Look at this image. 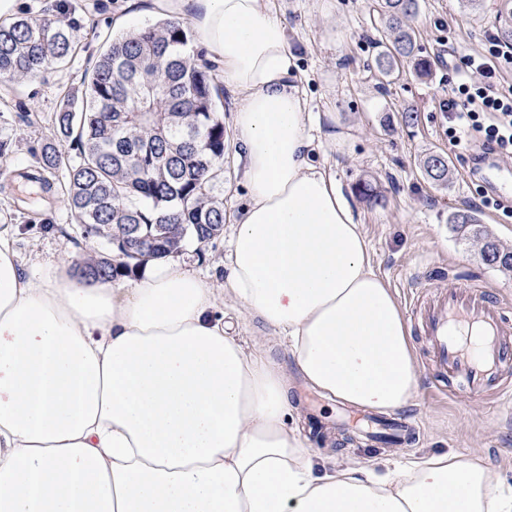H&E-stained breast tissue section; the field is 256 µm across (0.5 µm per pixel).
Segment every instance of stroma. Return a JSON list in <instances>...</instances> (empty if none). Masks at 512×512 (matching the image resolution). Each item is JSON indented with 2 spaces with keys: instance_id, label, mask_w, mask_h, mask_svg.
Wrapping results in <instances>:
<instances>
[{
  "instance_id": "stroma-1",
  "label": "stroma",
  "mask_w": 512,
  "mask_h": 512,
  "mask_svg": "<svg viewBox=\"0 0 512 512\" xmlns=\"http://www.w3.org/2000/svg\"><path fill=\"white\" fill-rule=\"evenodd\" d=\"M271 11L288 24L290 47L299 71L296 83L316 118L310 133L319 162L331 166L345 197L359 215L369 241L376 271L392 289L400 307L409 300L430 296L433 288L464 285L484 287L492 297L512 306V273L485 264L480 245L453 230L449 216L471 211L485 235L512 248V216L482 208L484 183L472 172L470 155H459L449 143L447 121L438 101L451 87L459 62L460 46H479L487 28L512 27V0H419L411 19L418 55L429 61L426 74L411 64L398 63L390 72L377 64L388 43L378 0H265ZM18 15H48L59 24L120 33L168 19L152 0H20ZM101 42L87 39L86 48L66 66L47 70L32 79L0 82V98L8 107L0 112V141L8 152L0 167L10 172L34 168L45 144L57 145L69 163L78 152L60 141L52 116L63 93L80 98L85 73L96 61ZM238 96L224 90L219 116L224 122V210L226 223H234L247 202L236 167L232 114ZM38 119L27 122L26 112ZM414 113L405 123V113ZM431 154L443 155L452 176L447 185L429 181L420 162ZM368 181L381 200L370 204L354 193L357 183ZM11 225L14 249L23 268L40 273V264L65 263L73 275V260L86 245L111 254L102 238L86 242L59 197H44L36 188L12 182L0 192V227ZM227 235L205 245L186 244L180 253L198 275L217 282L223 277ZM405 320L417 357V388L402 408L416 430L405 444L366 441L356 430L362 417L340 416L341 407L313 393L305 394L317 422L332 428L331 441L306 436L311 451L377 463L401 462L425 452L480 451L504 486L512 487V400L495 392L471 397L441 382L430 359L428 343L414 314Z\"/></svg>"
}]
</instances>
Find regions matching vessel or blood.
<instances>
[{
    "label": "vessel or blood",
    "instance_id": "vessel-or-blood-1",
    "mask_svg": "<svg viewBox=\"0 0 512 512\" xmlns=\"http://www.w3.org/2000/svg\"><path fill=\"white\" fill-rule=\"evenodd\" d=\"M431 357L449 385L480 396L488 391L511 397L512 387L503 373L512 367V327L506 326L499 302L480 288H451L414 305ZM478 326L483 334L477 343L461 341L453 329Z\"/></svg>",
    "mask_w": 512,
    "mask_h": 512
}]
</instances>
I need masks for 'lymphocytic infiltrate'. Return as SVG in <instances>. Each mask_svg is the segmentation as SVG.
<instances>
[{
    "mask_svg": "<svg viewBox=\"0 0 512 512\" xmlns=\"http://www.w3.org/2000/svg\"><path fill=\"white\" fill-rule=\"evenodd\" d=\"M511 70L512 46L490 29L479 50L460 55L454 87L438 103L452 146L512 156Z\"/></svg>",
    "mask_w": 512,
    "mask_h": 512,
    "instance_id": "obj_1",
    "label": "lymphocytic infiltrate"
}]
</instances>
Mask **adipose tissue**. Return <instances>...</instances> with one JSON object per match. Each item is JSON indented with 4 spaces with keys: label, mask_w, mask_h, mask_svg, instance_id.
<instances>
[{
    "label": "adipose tissue",
    "mask_w": 512,
    "mask_h": 512,
    "mask_svg": "<svg viewBox=\"0 0 512 512\" xmlns=\"http://www.w3.org/2000/svg\"><path fill=\"white\" fill-rule=\"evenodd\" d=\"M238 94L248 202L219 284L179 259L120 285L31 275L0 233V512H512L477 451L404 469L311 455L288 418L287 340L321 396L394 412L417 386L410 330L363 224L313 159L288 27L265 0H165Z\"/></svg>",
    "instance_id": "adipose-tissue-1"
}]
</instances>
